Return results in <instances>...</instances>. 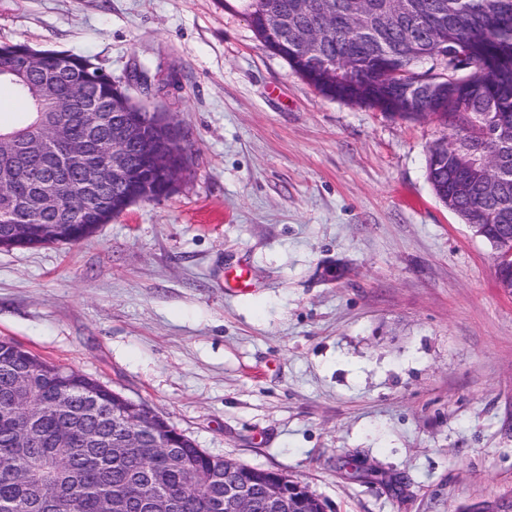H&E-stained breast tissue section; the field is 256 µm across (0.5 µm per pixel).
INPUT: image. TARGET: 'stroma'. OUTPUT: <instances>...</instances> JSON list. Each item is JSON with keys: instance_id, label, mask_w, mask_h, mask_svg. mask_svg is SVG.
I'll use <instances>...</instances> for the list:
<instances>
[{"instance_id": "stroma-1", "label": "stroma", "mask_w": 512, "mask_h": 512, "mask_svg": "<svg viewBox=\"0 0 512 512\" xmlns=\"http://www.w3.org/2000/svg\"><path fill=\"white\" fill-rule=\"evenodd\" d=\"M16 42L138 75L188 167L81 242L0 249V340L325 512L512 501V292L427 181L446 130L323 96L222 0H0Z\"/></svg>"}]
</instances>
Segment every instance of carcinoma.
<instances>
[{"label": "carcinoma", "mask_w": 512, "mask_h": 512, "mask_svg": "<svg viewBox=\"0 0 512 512\" xmlns=\"http://www.w3.org/2000/svg\"><path fill=\"white\" fill-rule=\"evenodd\" d=\"M295 14L289 30V66L310 80L307 62L293 51L294 42L307 38L318 12L334 16L335 22L315 45L319 56L338 65L348 61L370 80L381 81L349 102L378 109L403 120L432 118L452 134L448 159L461 153L462 142L482 145L494 130L512 125V25L502 24L503 13L512 16V0H316L315 13L296 12L299 0H273ZM377 15L385 32L377 43L362 38L353 20L361 7ZM27 45H0V67L12 70L10 86L25 103L22 120L2 128L4 134L19 133L41 138L55 119L59 100L73 92V77L86 73L95 79L94 138L101 149L112 148L115 127L126 118L129 108L116 84L99 72L89 59L67 55L47 59L40 70L25 65ZM433 65L420 70L427 61ZM440 79L448 84V97L439 112H397L399 92L415 84L422 86ZM437 158L429 152L427 180L436 196H448V182L435 178ZM170 195L166 175L146 158V148L133 151L124 181L112 188L103 215L90 222L108 224L139 200H159ZM454 211L470 223L490 225L493 233L512 235V159L509 176L474 185L468 194L455 200ZM54 217L34 207L24 215H12L0 201V237L13 224H30L32 232L26 248L48 244L38 232L40 225ZM27 375L34 397L25 410L33 413L39 442L24 448L14 438L13 399L10 383L17 372ZM98 389L95 410L86 406L88 388ZM63 396L70 409L58 413L51 403ZM68 429L75 440L59 447L58 434ZM112 391L74 370L65 372L31 352L0 341V512H101L112 496L156 471H161L163 493L181 488L190 496L178 512H224V481L198 488L194 473L211 468L212 456L199 453L183 436L172 443L171 453L183 456L180 469L162 466L152 448H140L129 457L112 454ZM92 431L97 443L88 445L81 435Z\"/></svg>", "instance_id": "cac0c4a2"}]
</instances>
